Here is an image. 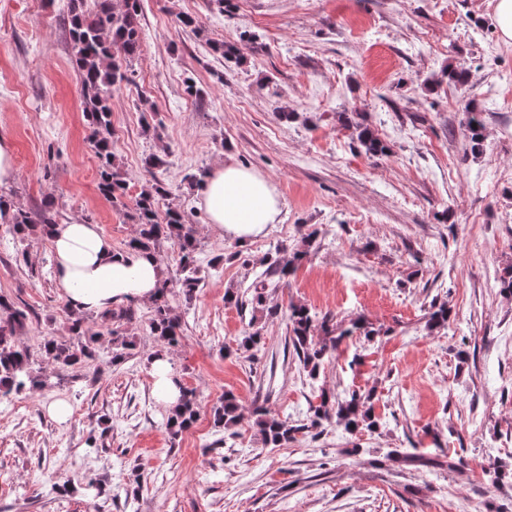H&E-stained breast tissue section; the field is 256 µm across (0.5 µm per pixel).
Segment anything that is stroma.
I'll use <instances>...</instances> for the list:
<instances>
[{
	"instance_id": "35a3bbf8",
	"label": "stroma",
	"mask_w": 512,
	"mask_h": 512,
	"mask_svg": "<svg viewBox=\"0 0 512 512\" xmlns=\"http://www.w3.org/2000/svg\"><path fill=\"white\" fill-rule=\"evenodd\" d=\"M139 4L141 52L112 92V151L132 198L145 157L161 156L169 198L196 229L203 286L172 301L182 339L170 356L199 417L169 435L150 374L160 345L145 322L125 325L136 349L122 364L94 362L85 378L48 364L41 393L0 402V512H512V488L487 473L495 460L512 465V295L501 288L512 267V134L497 118L512 106L502 78L512 44L495 0ZM71 5L0 0V135L16 167L0 198L30 212L53 200L59 220L98 225L122 250L137 226L98 189ZM216 40L234 42L240 62ZM459 64L470 73L462 91L444 75ZM471 109L485 119L479 156L462 136ZM343 112L361 113L389 156H366ZM153 119L160 127L145 133ZM226 160L258 170L280 196L278 222L245 244L211 233L200 203L196 174ZM278 244L305 252L274 296L281 307L377 331L345 337L315 384L291 355L285 315L264 320L258 358L235 351L248 319L224 291L245 289ZM50 254L48 239L22 241L0 223V295L28 312L31 347L72 338L54 271L40 264ZM218 255L222 267L209 268ZM434 300L450 315L430 331ZM322 386L339 396L376 388L377 431L332 424L316 440L268 448L247 417L233 438L212 426L228 392L246 413L263 402L301 422ZM56 399L68 401L67 421L48 413ZM92 435L103 441L94 451ZM392 451L433 465L404 469ZM64 482L71 493L52 492Z\"/></svg>"
}]
</instances>
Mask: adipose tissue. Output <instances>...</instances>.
<instances>
[{
    "instance_id": "obj_1",
    "label": "adipose tissue",
    "mask_w": 512,
    "mask_h": 512,
    "mask_svg": "<svg viewBox=\"0 0 512 512\" xmlns=\"http://www.w3.org/2000/svg\"><path fill=\"white\" fill-rule=\"evenodd\" d=\"M212 233L246 242L277 223L279 195L259 171L231 161L214 165L200 190ZM50 239L55 280L67 307L104 313L129 303H146L166 274L157 256L119 252L98 225L69 220L55 225Z\"/></svg>"
}]
</instances>
